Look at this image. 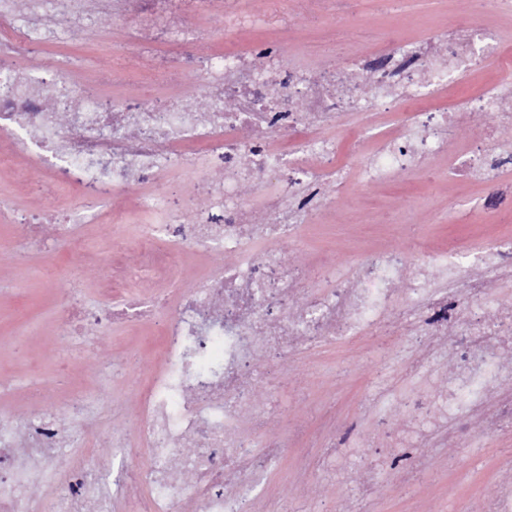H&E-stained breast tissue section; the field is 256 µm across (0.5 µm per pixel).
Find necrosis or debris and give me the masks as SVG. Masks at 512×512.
Segmentation results:
<instances>
[{"instance_id": "4bbe7bcc", "label": "necrosis or debris", "mask_w": 512, "mask_h": 512, "mask_svg": "<svg viewBox=\"0 0 512 512\" xmlns=\"http://www.w3.org/2000/svg\"><path fill=\"white\" fill-rule=\"evenodd\" d=\"M0 0V29L9 38L0 44V133L13 152L34 157L57 183L76 186L85 199H109L145 180L162 181L174 173L197 169L202 156L188 152L196 141L207 154H220L227 176L208 177L196 191L210 204L203 221L181 224L163 199L148 197L143 206L161 223L142 225L140 249L153 252L166 239L163 257L127 266L108 282L105 295L121 297L105 312L76 302L62 308L66 335L81 338L102 320L119 323L148 318L151 307L130 294L131 280L164 285L178 268L182 245L234 254L232 264L213 269L183 293L164 329L165 362L141 402L136 434L113 431L114 473L93 456L79 468L58 464L71 439L87 440L95 406L74 397L66 417L32 422L0 418V512H40L34 488L55 475L61 488L51 512H113L115 504L137 501L138 512H173L185 498L196 499L202 512H245L264 481L270 464L285 446L274 435L262 448L252 430L265 429L266 415L253 413V374L259 362L286 359L298 346L327 336H355L375 329L389 310L397 282L407 285L406 316L419 322L426 336H444L458 323L454 305L435 299L431 279L439 275L468 292L472 315H479L489 283L488 267L512 270V241L478 252L451 249L426 255L407 269L400 255L388 252L362 260L358 283L334 277L331 287L303 292L299 269L274 250H256L258 239L293 236L299 217L325 214V206L300 198L303 185L341 176L336 163L339 141L327 133L339 113L375 112L391 105L402 111L399 123L378 122L375 136L384 149L363 153L366 132L350 134L349 160L357 162L364 182L373 183L412 168L416 159L447 155L448 143L465 127L471 113H492L494 124L477 132L468 151L457 155L454 173L468 178L494 173L507 160L489 149L496 130L512 128V92L496 89L445 111L423 109L425 92L446 86L463 66L499 54L493 29L470 30L466 38L443 40L445 59L435 63L431 40L415 43L397 32L383 35L378 58H348L332 66L288 71L268 65L258 71L249 54L224 51L206 60L200 78L206 105L194 111L180 98L155 99L141 105L104 99L99 88L62 75L59 69L37 74L17 67L20 57L45 28L38 18L40 0ZM58 13L101 22L136 13L143 21L135 35L145 62L169 74H187L195 66L186 55H162L161 43L182 46L198 41L201 31L187 20L196 8L219 6L224 31L236 34L258 24L246 0H56ZM303 109H296V101ZM205 153V154H206ZM261 184L269 193L264 209L270 223L258 221L240 185ZM500 312L461 330L460 363L429 396L431 419H416L401 433L404 443L454 423L459 442L468 439V424L494 384L512 372L502 353L512 329L502 330ZM148 457L143 469L126 468L134 447Z\"/></svg>"}]
</instances>
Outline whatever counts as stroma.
I'll use <instances>...</instances> for the list:
<instances>
[{
  "label": "stroma",
  "instance_id": "1",
  "mask_svg": "<svg viewBox=\"0 0 512 512\" xmlns=\"http://www.w3.org/2000/svg\"><path fill=\"white\" fill-rule=\"evenodd\" d=\"M347 17L338 27L322 11L293 10L288 33L259 25L233 37L224 35L218 11L192 16L203 38L191 46L205 58L231 45L250 51L263 68L265 51L293 68L315 64L323 54L343 59L351 54L376 57L383 32L398 31L409 40L462 26H487L500 32V53L512 58V11L494 0H347ZM137 21L117 17L43 39L18 59L38 71L59 63L75 64L73 78L101 84L108 96L147 103L164 95L181 97L193 109L205 104L200 84L181 76L150 74L134 44ZM512 84L497 59L457 73L448 88L426 100L431 110H445L489 87ZM437 179L398 173L382 183L363 184L356 164H348L341 183L324 186L332 208L326 223L300 225L295 238L266 241L302 268L306 286L325 288L332 272L357 276L368 253L400 251L408 265L424 249L456 242L470 251L498 240H512V165L498 172V189L487 194L480 179L458 181L445 175L446 159L429 160ZM196 172H179L169 180L142 186V193L166 197L182 221L192 222L205 204L196 195ZM39 209H63L73 222L45 229L50 248L31 247L20 225ZM150 217L123 195L103 203H85L78 191L53 182L32 166L24 180L0 172V415L40 418L65 412L72 396L96 399L104 406L89 445L64 450L60 463L76 467L85 450L110 462L108 436L113 428L134 431L140 398L164 365L162 318L92 327L89 353L64 334L60 316L69 299L89 307L106 306L99 291L112 245L122 247L121 262L140 260L141 226ZM232 255L188 247L181 269L168 284L170 298L210 268L231 263ZM395 302L377 328L360 336L326 338L299 347L287 361L257 377L255 409L273 413L272 427L288 442L274 461L252 512H489L499 492L500 471L512 469V424L485 430L471 422L468 445H454L447 430L432 432L419 447L398 448L395 433L409 425L413 402L425 400L434 379L408 368L423 338ZM68 355L67 369L58 359ZM114 361L111 382L91 377L97 359Z\"/></svg>",
  "mask_w": 512,
  "mask_h": 512
}]
</instances>
